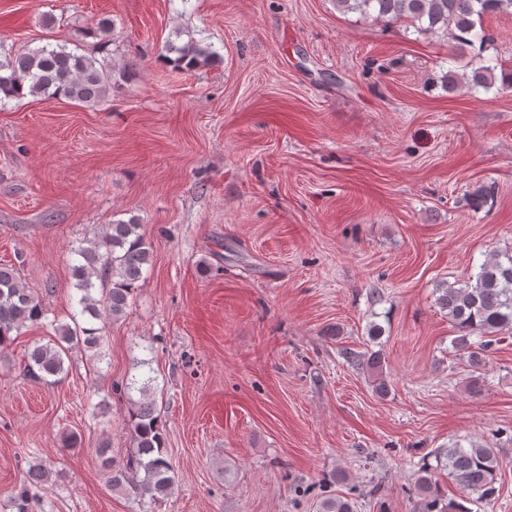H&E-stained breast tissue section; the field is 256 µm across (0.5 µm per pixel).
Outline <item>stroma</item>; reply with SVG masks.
Wrapping results in <instances>:
<instances>
[{
	"label": "stroma",
	"instance_id": "35a3bbf8",
	"mask_svg": "<svg viewBox=\"0 0 512 512\" xmlns=\"http://www.w3.org/2000/svg\"><path fill=\"white\" fill-rule=\"evenodd\" d=\"M481 25L512 72V13ZM170 40L213 56L171 69ZM49 43L114 85L93 106H0V264L64 322L71 249L133 218L153 257L102 319V359L75 349L59 382L29 380L50 323L0 352V512L35 460L52 479L28 512H314L326 488L357 512H417L422 460L473 443L499 456L481 512H512V337L472 390L435 303L512 252V88L449 92L472 56L335 0H0V60ZM373 321L383 398L344 357ZM147 375L173 464L156 504L111 485L132 447L116 386Z\"/></svg>",
	"mask_w": 512,
	"mask_h": 512
}]
</instances>
